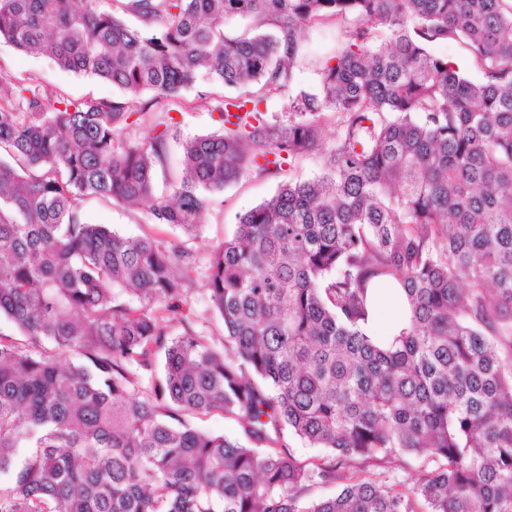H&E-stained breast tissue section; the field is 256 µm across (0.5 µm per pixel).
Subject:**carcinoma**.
Wrapping results in <instances>:
<instances>
[{"label":"carcinoma","instance_id":"1","mask_svg":"<svg viewBox=\"0 0 512 512\" xmlns=\"http://www.w3.org/2000/svg\"><path fill=\"white\" fill-rule=\"evenodd\" d=\"M236 16L252 27L224 33ZM332 21L342 46L299 90L301 31ZM2 40L122 96L0 73V317L20 335L0 337V512H512V0H0ZM203 75L222 132L182 142L158 195L166 106ZM332 117L322 172L212 250L219 347L180 311L184 242L83 218L149 202L194 236L211 193L324 146ZM382 288L404 296L385 339L365 330ZM213 411L254 446L184 420ZM285 429L328 454L265 447Z\"/></svg>","mask_w":512,"mask_h":512}]
</instances>
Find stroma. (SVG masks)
I'll return each instance as SVG.
<instances>
[{"mask_svg": "<svg viewBox=\"0 0 512 512\" xmlns=\"http://www.w3.org/2000/svg\"><path fill=\"white\" fill-rule=\"evenodd\" d=\"M302 44V57L295 70L296 83L310 88L318 82L323 63L335 55L340 46L341 27L333 22L308 27L302 34ZM0 70L31 83L51 86L58 94L72 99L92 97L109 100L118 95L108 82L62 71L51 59L25 54L3 41L0 42ZM220 95V88L203 78L196 89L186 92L173 105L171 115L177 124L179 138L170 144V168L179 166L181 140L217 131V115L213 107ZM322 158V153L317 151L278 172L251 170L223 191L214 193L212 205L196 238L189 240L194 262L186 275L189 292L184 313L200 334L217 343L224 335L223 322L211 307L206 282L210 254L225 236L233 232L236 214L271 196L283 181L313 176L319 172ZM82 211L87 222L109 225L126 236L148 237L160 242L184 239L180 229L155 223L149 206L145 204L128 209L98 199H87L82 203Z\"/></svg>", "mask_w": 512, "mask_h": 512, "instance_id": "35a3bbf8", "label": "stroma"}]
</instances>
